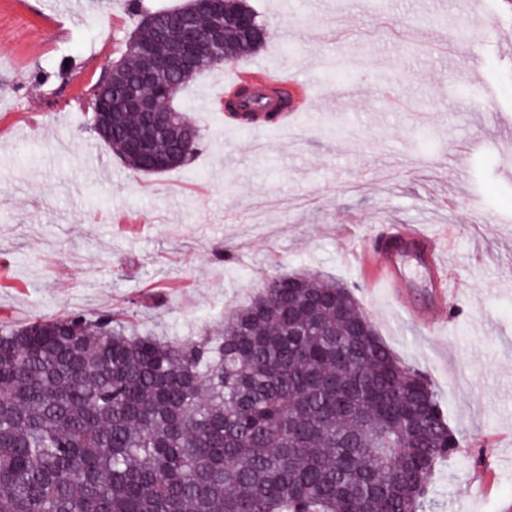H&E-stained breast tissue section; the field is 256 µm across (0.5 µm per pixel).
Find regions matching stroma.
<instances>
[{
  "instance_id": "obj_1",
  "label": "stroma",
  "mask_w": 512,
  "mask_h": 512,
  "mask_svg": "<svg viewBox=\"0 0 512 512\" xmlns=\"http://www.w3.org/2000/svg\"><path fill=\"white\" fill-rule=\"evenodd\" d=\"M272 35L239 67L306 90L293 128L255 131L214 100L216 67L179 96L203 139L186 165L134 172L88 125L92 90L136 20L124 0H0V328L113 314L141 333L215 335L270 275L353 286L379 336L428 376L459 448L428 512L512 507V9L500 0H251ZM421 19L453 57L377 32ZM407 108L388 111L385 90ZM490 223H481V216ZM452 227L462 289L439 335L347 254L342 224Z\"/></svg>"
}]
</instances>
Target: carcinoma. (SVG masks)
<instances>
[{
    "label": "carcinoma",
    "mask_w": 512,
    "mask_h": 512,
    "mask_svg": "<svg viewBox=\"0 0 512 512\" xmlns=\"http://www.w3.org/2000/svg\"><path fill=\"white\" fill-rule=\"evenodd\" d=\"M198 28L217 19L188 0ZM249 14L224 0V23ZM176 26H136L112 86L140 69L136 43L165 53ZM265 41L224 40L198 75ZM158 136L143 114L112 111L91 129L142 174L188 163L202 134L173 98ZM262 95L229 118L273 119ZM135 128L163 158L130 148ZM459 441L427 375L380 339L348 285L278 274L216 336L165 340L110 315L42 318L0 332V512H425L428 481Z\"/></svg>",
    "instance_id": "obj_1"
}]
</instances>
